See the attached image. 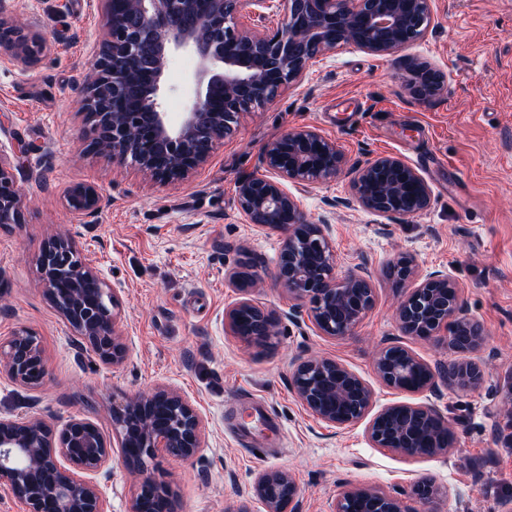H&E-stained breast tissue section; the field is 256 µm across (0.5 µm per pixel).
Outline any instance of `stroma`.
Masks as SVG:
<instances>
[{"mask_svg": "<svg viewBox=\"0 0 512 512\" xmlns=\"http://www.w3.org/2000/svg\"><path fill=\"white\" fill-rule=\"evenodd\" d=\"M426 37L391 55L340 46L310 61L301 82L241 115L232 135L188 180L162 185L85 153L88 128L81 89L106 33L100 0H0V16L45 45L23 65L0 49V155L16 168L25 198L23 221L0 224V339L22 327L41 336L48 366L43 386L0 374V414L38 417L55 427L75 418L94 423L108 441L113 400L157 386L180 391L201 414L205 444L188 461L158 457L177 512H264L253 494L268 470L289 471L301 489L300 512H332L343 487L401 490L427 477L439 488L434 512H507L512 507V0H430ZM429 63L444 92L429 101L408 91L407 65ZM188 52L173 53L165 110H186ZM299 127L335 141L349 164L393 155L414 167L432 190L429 208L411 218L343 207L352 195L342 172L316 188L289 185L310 221H326L339 274L372 273L375 304L351 336L319 333L308 306L274 279L284 234L248 223L236 196L240 177L259 171L268 143ZM88 182L107 199L92 216L62 201L69 185ZM72 239L120 301L122 365L103 363L51 306L38 259L54 236ZM414 258L418 277L447 273L471 317L485 331L472 354L483 383L468 391L407 393L374 372L375 348L401 339L430 366L447 364L446 344L402 336L395 319L400 294L387 274L398 256ZM251 260L259 280L250 297L278 322L271 343L235 336L225 311L241 293L228 279ZM336 359L374 392V410L431 402L452 425L448 453L410 458L377 448L368 419L330 427L290 386L297 358ZM265 402L274 430L247 441L234 433L235 402ZM139 468L111 462L94 480L107 512H127Z\"/></svg>", "mask_w": 512, "mask_h": 512, "instance_id": "35a3bbf8", "label": "stroma"}]
</instances>
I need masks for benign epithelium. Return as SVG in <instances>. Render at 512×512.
<instances>
[{"label": "benign epithelium", "instance_id": "obj_1", "mask_svg": "<svg viewBox=\"0 0 512 512\" xmlns=\"http://www.w3.org/2000/svg\"><path fill=\"white\" fill-rule=\"evenodd\" d=\"M242 0H102L107 34L92 74L83 86L89 137L86 149L128 164L156 183L188 179L232 134L239 117L273 101L299 80L318 54L353 45L373 54H392L424 38L432 17L430 0H284L280 28L265 29L270 0H248L253 23L238 24ZM151 64L142 65L144 45ZM0 48L29 65L41 42L24 28L0 17ZM176 50L193 53L198 67L187 111L174 119L162 106L165 72ZM414 97L428 101L445 90L441 78L422 62L408 68ZM262 173L239 180L237 199L249 223L284 233L277 282L300 303L309 304L312 323L324 335L343 338L373 308L368 271L338 274L330 225L308 221L284 183L321 185L336 177L346 157L335 142L310 128H297L265 147ZM354 201L382 215L413 217L426 210L432 191L412 166L381 155L356 170ZM68 209L94 214L103 196L90 183H76L63 194ZM24 198L11 162L0 156V224L22 223ZM40 276L45 293L61 317L82 329L99 359L121 364L126 348L116 323L119 302L98 273L82 262L67 237L51 239L43 251ZM389 277L405 289L396 309L400 332L421 340L443 339L456 358L431 368L394 340L374 359L378 378L397 391L436 393L440 385L470 390L484 380L482 366L469 358L483 342L481 324L467 315L458 284L434 273L417 281L414 260L401 256ZM243 297L226 311L233 333L243 315L252 323L242 339L265 342L275 335L271 313L247 297L254 276L230 274ZM0 372L39 387L48 373L42 341L32 328L0 339ZM291 385L301 402L332 427L364 418L373 404L371 387L355 372L328 358L300 360ZM118 448H111L93 423L73 419L61 429L38 420L0 415V482L27 512H106L92 474L114 457L142 466L158 451L187 460L203 447L205 424L177 390L161 386L146 396L112 406ZM368 437L377 448L410 457L448 452L452 432L431 404L395 403L375 414ZM156 488V512H176L170 489L145 473L128 512H145L144 491ZM254 495L266 512H298L299 488L286 471L259 474ZM431 512L435 484L420 478L403 493ZM399 492L343 490L333 512H406Z\"/></svg>", "mask_w": 512, "mask_h": 512}]
</instances>
